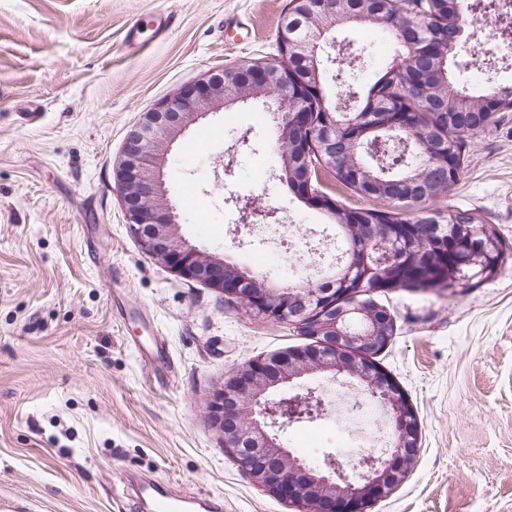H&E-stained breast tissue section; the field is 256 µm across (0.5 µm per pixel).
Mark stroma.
<instances>
[{"label":"stroma","instance_id":"35a3bbf8","mask_svg":"<svg viewBox=\"0 0 512 512\" xmlns=\"http://www.w3.org/2000/svg\"><path fill=\"white\" fill-rule=\"evenodd\" d=\"M290 0H0V504L13 512H131V472L224 512H305L255 484L207 418L243 363L305 345L178 277L139 245L113 182L129 130L184 84L279 54ZM162 38L141 50L131 26ZM370 83L401 47L374 26L338 30ZM234 152L231 174L219 161ZM262 102L186 126L162 180L189 243L281 283L289 253L239 225L232 196L336 242L328 213L281 182ZM433 208H472L512 243V111L467 139L457 184ZM395 334L380 367L407 395L420 451L368 512H512V263L465 295L378 294ZM281 441L308 465L336 446L334 409Z\"/></svg>","mask_w":512,"mask_h":512}]
</instances>
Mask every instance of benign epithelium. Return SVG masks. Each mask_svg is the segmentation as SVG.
<instances>
[{"label": "benign epithelium", "instance_id": "1", "mask_svg": "<svg viewBox=\"0 0 512 512\" xmlns=\"http://www.w3.org/2000/svg\"><path fill=\"white\" fill-rule=\"evenodd\" d=\"M293 9L299 16L311 11L317 17L320 34L299 41L296 25L285 24L279 32L280 57L251 66H226L220 73L181 86L128 132L114 181L127 223L145 252L187 281L203 283L271 321L294 324L309 340L304 346L246 363L224 380V388L213 394L208 406V419L221 433L224 447L236 452L254 483L284 502L303 505L307 512H367L372 501L387 496L405 481L419 453L411 404L387 374L369 368L372 351L389 341L381 330L383 315L372 293L338 311L331 288L268 285L224 257L198 249L179 234L178 214L166 200L161 180L168 138L213 109L250 99L269 100L281 150L280 178L288 180L289 172L299 165L305 172L304 182L293 183L299 196H312L311 182H320L321 168L334 170L343 162L339 151L343 134L363 125L369 131L405 130L412 125L413 111L407 108L396 109V122L392 123L379 120L391 111V105L384 101H373L364 108L354 105L357 95L343 92L334 100L323 97L324 69L320 68L323 61L318 49L327 46L338 56L360 58L348 44L325 41V35L336 29L346 12V0H293ZM404 45L408 58L416 57L424 48L442 68L450 51L457 67L471 63L457 52L456 43H448V33L441 30L417 31ZM290 53L296 60L312 58V73L299 78L288 62ZM312 91L321 100L319 114L308 107ZM304 137L318 140L325 162L313 167L305 163L304 154L289 153V144ZM423 152L438 161H448L447 144L432 133L421 142L415 141L412 161ZM368 191L385 198L413 197L409 184L397 180L379 181ZM235 206L240 224L278 223L277 212L260 210L247 199L235 198ZM409 230V226H397L392 232L379 233L366 226L365 238L373 245V252L366 256L378 268L393 264L397 243ZM456 249L457 274L466 280L486 275L484 270L476 271L482 263L473 238L457 242ZM311 374H323L329 381L340 375L358 380L360 392L390 412L389 445L377 454L360 453L347 467L329 453L319 469L305 466L283 448L279 431L323 411L318 386L298 384L294 391L281 392L285 385Z\"/></svg>", "mask_w": 512, "mask_h": 512}]
</instances>
